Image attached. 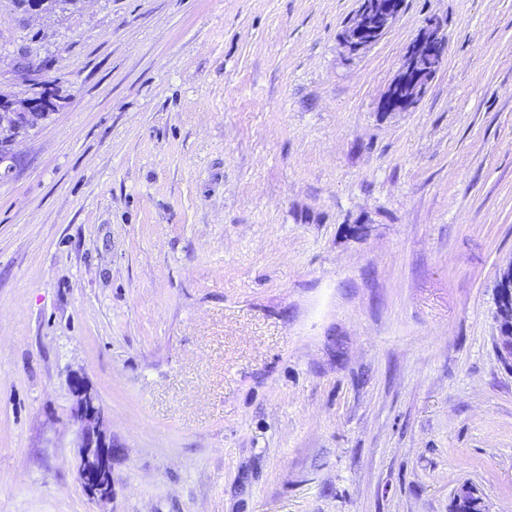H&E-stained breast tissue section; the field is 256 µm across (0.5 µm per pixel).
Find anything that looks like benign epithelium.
<instances>
[{"label":"benign epithelium","mask_w":512,"mask_h":512,"mask_svg":"<svg viewBox=\"0 0 512 512\" xmlns=\"http://www.w3.org/2000/svg\"><path fill=\"white\" fill-rule=\"evenodd\" d=\"M405 0H358L354 19L340 33L345 53L356 57L379 42L396 23ZM448 36L436 19L419 30L404 56L398 73L385 96L390 110L408 111L424 95L428 84L445 62ZM52 104L45 98L12 99L0 95V131L27 133L45 120ZM499 313V350L504 361L512 362V263L501 270L497 281ZM76 403L72 417L77 425L80 448L78 474L89 479V488L99 486L101 470L106 465L101 449L112 447L101 430L104 411L95 394L79 379L72 382Z\"/></svg>","instance_id":"7a95c632"}]
</instances>
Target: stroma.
Returning <instances> with one entry per match:
<instances>
[{
    "label": "stroma",
    "instance_id": "35a3bbf8",
    "mask_svg": "<svg viewBox=\"0 0 512 512\" xmlns=\"http://www.w3.org/2000/svg\"><path fill=\"white\" fill-rule=\"evenodd\" d=\"M356 7L0 0V91L56 104L0 176V512H512V0H406L351 59ZM447 46L448 36L439 21L432 18L421 27L387 91L388 109L408 111L418 104L444 64ZM499 350L505 362H512V263L501 270L497 281ZM72 386L76 397L72 417L77 425V448H80L78 474L89 479L88 489H96L99 488L101 470L106 465L101 448H112V442L107 440L105 433L101 430L104 411L96 395L77 378L73 380ZM97 456L99 460L96 462ZM106 468V474L112 484L111 464L106 465Z\"/></svg>",
    "mask_w": 512,
    "mask_h": 512
}]
</instances>
